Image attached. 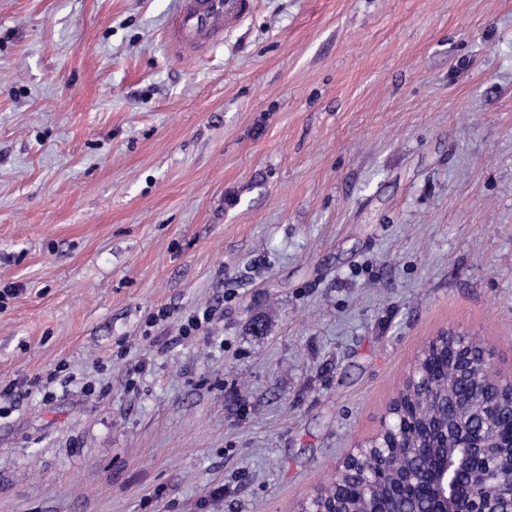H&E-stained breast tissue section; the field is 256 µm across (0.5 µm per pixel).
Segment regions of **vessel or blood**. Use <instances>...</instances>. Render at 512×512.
<instances>
[{
	"label": "vessel or blood",
	"mask_w": 512,
	"mask_h": 512,
	"mask_svg": "<svg viewBox=\"0 0 512 512\" xmlns=\"http://www.w3.org/2000/svg\"><path fill=\"white\" fill-rule=\"evenodd\" d=\"M251 8L252 0H178L167 31L168 46L184 55L222 41Z\"/></svg>",
	"instance_id": "obj_1"
}]
</instances>
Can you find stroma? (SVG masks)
<instances>
[{"mask_svg":"<svg viewBox=\"0 0 512 512\" xmlns=\"http://www.w3.org/2000/svg\"><path fill=\"white\" fill-rule=\"evenodd\" d=\"M174 7L0 0V383L73 376L0 512H293L429 336L512 371V0H254L191 57ZM200 310L190 311L183 314L179 321V335L184 338H190L191 336H198L200 332H203L208 324H210L216 313V309L212 307L205 308L202 311V317Z\"/></svg>","mask_w":512,"mask_h":512,"instance_id":"stroma-1","label":"stroma"}]
</instances>
